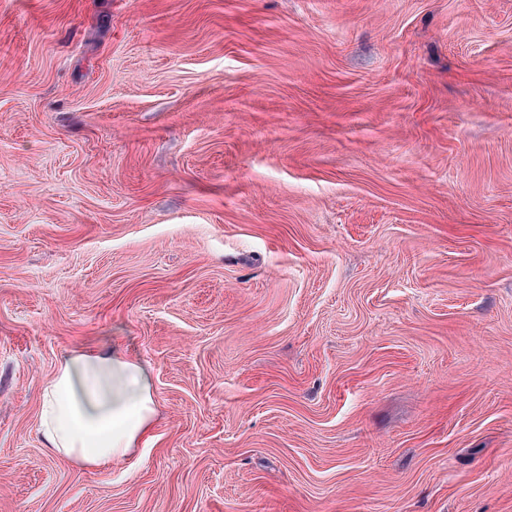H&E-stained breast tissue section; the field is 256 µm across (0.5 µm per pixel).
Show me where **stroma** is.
<instances>
[{"instance_id":"obj_1","label":"stroma","mask_w":512,"mask_h":512,"mask_svg":"<svg viewBox=\"0 0 512 512\" xmlns=\"http://www.w3.org/2000/svg\"><path fill=\"white\" fill-rule=\"evenodd\" d=\"M0 512H512V0H0ZM153 371L121 348L63 354L45 386L39 431L48 448L81 469L125 460L152 436Z\"/></svg>"}]
</instances>
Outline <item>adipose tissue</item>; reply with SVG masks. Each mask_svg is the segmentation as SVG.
Returning a JSON list of instances; mask_svg holds the SVG:
<instances>
[{"instance_id":"obj_1","label":"adipose tissue","mask_w":512,"mask_h":512,"mask_svg":"<svg viewBox=\"0 0 512 512\" xmlns=\"http://www.w3.org/2000/svg\"><path fill=\"white\" fill-rule=\"evenodd\" d=\"M153 371L125 350L74 349L45 386L39 431L49 448L82 469L125 460L152 436Z\"/></svg>"}]
</instances>
